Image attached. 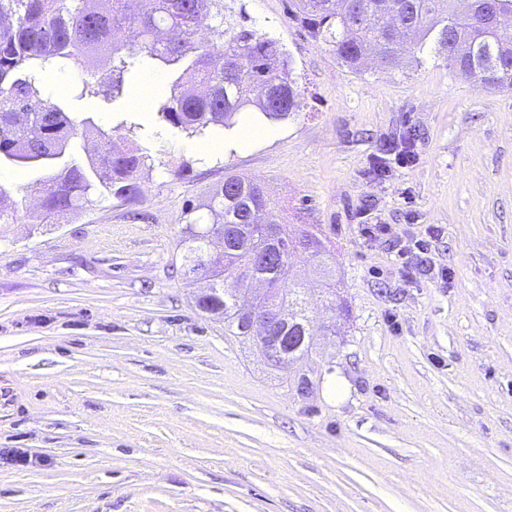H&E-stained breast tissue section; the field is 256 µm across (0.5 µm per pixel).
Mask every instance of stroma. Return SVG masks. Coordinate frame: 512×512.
<instances>
[{"instance_id":"stroma-1","label":"stroma","mask_w":512,"mask_h":512,"mask_svg":"<svg viewBox=\"0 0 512 512\" xmlns=\"http://www.w3.org/2000/svg\"><path fill=\"white\" fill-rule=\"evenodd\" d=\"M235 4L303 94L269 137L201 156L130 98L72 97L74 68L70 110L151 157L138 204L106 195L35 227L38 172L0 165V512H512V92L430 55L354 74L288 0ZM406 139L414 162L376 174ZM231 171L286 231L322 238L351 310L323 307V272L297 255L312 324L336 333L285 371L198 311L204 285L182 275L183 208ZM363 224L438 227L435 271L403 278Z\"/></svg>"}]
</instances>
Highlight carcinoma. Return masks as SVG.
I'll use <instances>...</instances> for the list:
<instances>
[{
    "label": "carcinoma",
    "instance_id": "cac0c4a2",
    "mask_svg": "<svg viewBox=\"0 0 512 512\" xmlns=\"http://www.w3.org/2000/svg\"><path fill=\"white\" fill-rule=\"evenodd\" d=\"M454 2L289 0V10L352 73L372 53L383 66L404 71L422 66L431 52L493 89L512 91V32L490 23L497 13L512 15V0H473L465 13ZM228 12L233 7L224 0H137L134 9L129 0H111L105 12L93 0H0V163L46 171L35 188L40 211L31 223L63 217L97 194L136 200L138 175L150 160L136 146H116L113 131L126 124L99 129L91 117L72 115L65 100L44 96L39 84L47 69L80 67L86 75L80 96L112 102L124 98L140 71L164 70L167 89L155 99L154 121L189 136L229 131L241 112L276 122L300 111L290 55L241 23L245 16L224 21ZM206 20L213 24L205 38ZM261 212L266 224L278 223L261 185L230 173L207 201L186 207L178 247L185 278L210 277L195 305L224 322L226 336L261 347L236 316L241 291L264 286L281 296L283 327L295 341L273 367L285 368L313 346L300 288L290 282L298 241L284 232L272 245L257 221ZM214 226L223 227L224 251L197 269ZM326 277L329 306L350 315L336 299L333 270L326 269Z\"/></svg>",
    "mask_w": 512,
    "mask_h": 512
}]
</instances>
